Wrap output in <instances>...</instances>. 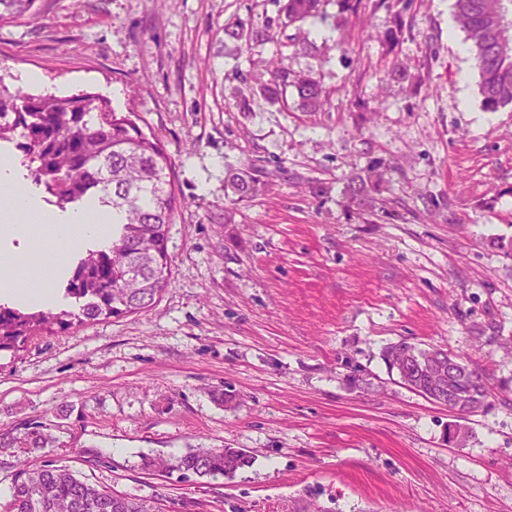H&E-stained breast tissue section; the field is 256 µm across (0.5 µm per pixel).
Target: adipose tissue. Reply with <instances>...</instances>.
Here are the masks:
<instances>
[{"label": "adipose tissue", "instance_id": "adipose-tissue-1", "mask_svg": "<svg viewBox=\"0 0 512 512\" xmlns=\"http://www.w3.org/2000/svg\"><path fill=\"white\" fill-rule=\"evenodd\" d=\"M0 190L10 197L9 208L0 212V271L7 273L19 266L29 270L22 283L0 289V299L47 308L55 306L60 296L56 286L44 280V270L62 273L87 247L110 246L112 213L108 210L91 212L79 206L63 213L42 207L34 187L20 179L7 163L0 165ZM34 220L58 243V250L31 248L30 223Z\"/></svg>", "mask_w": 512, "mask_h": 512}]
</instances>
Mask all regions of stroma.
<instances>
[{"instance_id": "stroma-1", "label": "stroma", "mask_w": 512, "mask_h": 512, "mask_svg": "<svg viewBox=\"0 0 512 512\" xmlns=\"http://www.w3.org/2000/svg\"><path fill=\"white\" fill-rule=\"evenodd\" d=\"M453 3L361 0L346 18L326 0L303 44L279 0H38V20L0 24L7 85L34 69L29 93L134 107L185 201L156 304L0 354V435L54 439L0 448V502L21 465L52 460L163 512H512V108H482ZM236 25L269 38L225 36ZM277 54L330 108L264 96ZM243 164L266 187L232 205L224 169ZM376 164L379 201L347 204ZM400 341L461 355L488 407L460 419L402 385L382 358ZM224 447L252 465L145 466ZM251 461L242 448H209L189 451L180 457L151 460L147 465L165 472L177 471L182 480L189 481L191 476L232 477Z\"/></svg>"}]
</instances>
